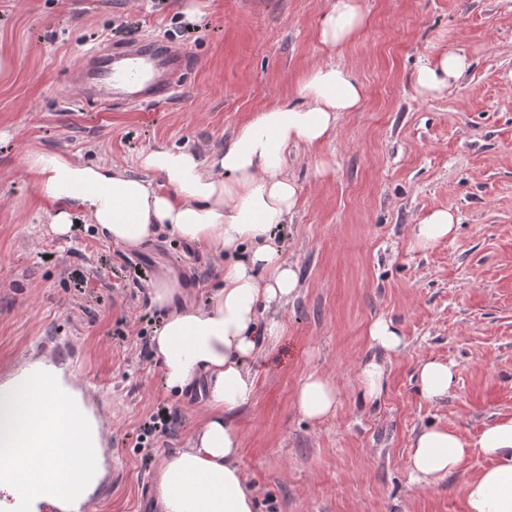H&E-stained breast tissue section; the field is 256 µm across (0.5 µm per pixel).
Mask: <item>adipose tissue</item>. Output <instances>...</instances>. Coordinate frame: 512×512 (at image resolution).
Instances as JSON below:
<instances>
[{
    "label": "adipose tissue",
    "mask_w": 512,
    "mask_h": 512,
    "mask_svg": "<svg viewBox=\"0 0 512 512\" xmlns=\"http://www.w3.org/2000/svg\"><path fill=\"white\" fill-rule=\"evenodd\" d=\"M364 25L358 0H334L322 18L320 40L336 47L357 38ZM468 67L467 57L455 51L425 58L415 75L416 90L422 98L436 97ZM363 101L364 91L349 70L321 65L301 82L298 103L256 112L207 160L185 145L161 146L138 156L134 174L54 152L28 157L38 190L52 205L48 217L55 234H68L80 214L125 247L165 227L224 255V284L205 306L173 308L174 290L166 282L151 290L153 305L168 311L152 338L165 384L180 392L204 382L208 406L191 446L164 458L156 472L154 498L161 512H257L236 462L241 441L234 415L256 392L248 360L276 333L275 325L261 326L260 310L287 304L298 289V273L283 261L274 234L299 204L298 186L286 172L288 150L322 146L339 115L358 111ZM154 174L163 178L165 190L153 186ZM455 229L451 209H433L414 226L411 244L429 249ZM454 383L452 363H419L422 398L439 401ZM337 403L334 385L315 374L294 393L295 406L311 420L329 417ZM475 454L489 464L465 483L464 512H512V416L491 422L471 442L445 426H422L412 440L410 478L420 487L432 486Z\"/></svg>",
    "instance_id": "obj_1"
}]
</instances>
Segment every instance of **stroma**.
I'll list each match as a JSON object with an SVG mask.
<instances>
[{"instance_id": "35a3bbf8", "label": "stroma", "mask_w": 512, "mask_h": 512, "mask_svg": "<svg viewBox=\"0 0 512 512\" xmlns=\"http://www.w3.org/2000/svg\"><path fill=\"white\" fill-rule=\"evenodd\" d=\"M333 2L0 0V55L10 59L0 72V364L40 336H66L80 375L107 397L116 469L111 495L90 512H156L155 471L189 446L207 406L198 390L166 388L151 346L166 313L149 291L175 258L195 273L189 301L205 305L224 256L166 229L132 248L85 221L53 234L28 155L131 170L145 151L184 144L206 158L258 110L297 100L302 77L325 63L346 66L364 102L321 148L289 153L300 204L277 236L299 291L262 313L278 337L250 361L256 393L234 416L259 512H464L462 488L487 459L420 488L409 477L412 438L434 422L472 441L512 416V0H360L366 27L331 49L318 29ZM106 38L183 44L181 92L105 109L84 98L70 70ZM446 50L465 54L468 70L421 99L417 68ZM439 207L455 213V232L412 248L414 224ZM378 318L398 326L402 353L371 346ZM430 358L456 368L437 403L416 385ZM372 359L389 377L366 404L357 369ZM312 373L339 393L321 421L293 401ZM164 407L169 432L144 459L137 438Z\"/></svg>"}]
</instances>
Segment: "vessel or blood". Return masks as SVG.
Segmentation results:
<instances>
[{"mask_svg":"<svg viewBox=\"0 0 512 512\" xmlns=\"http://www.w3.org/2000/svg\"><path fill=\"white\" fill-rule=\"evenodd\" d=\"M187 66L183 51L162 39L116 41L86 53L73 71L74 80L87 96L106 107L113 101L148 105L170 97L178 88ZM78 353L62 336H44L32 344L22 363V374L43 370L66 380L72 395L79 399L90 424L95 425L100 461L97 478L87 500L65 503L47 497L33 504L30 512H88L91 500L106 497L112 482V436L104 413L93 402L94 390L88 380L79 378Z\"/></svg>","mask_w":512,"mask_h":512,"instance_id":"1","label":"vessel or blood"}]
</instances>
